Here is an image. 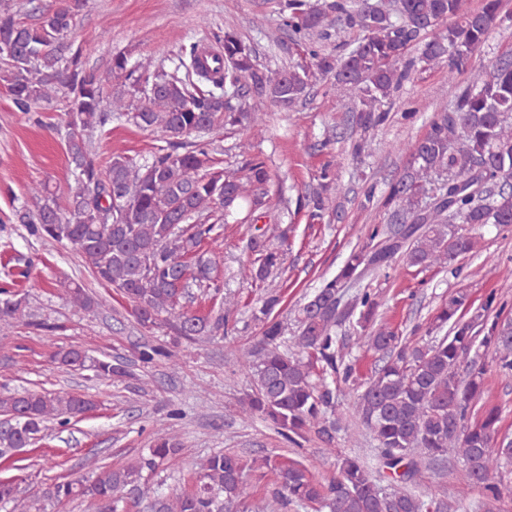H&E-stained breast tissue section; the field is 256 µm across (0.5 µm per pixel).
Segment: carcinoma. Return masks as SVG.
I'll use <instances>...</instances> for the list:
<instances>
[{
  "label": "carcinoma",
  "mask_w": 512,
  "mask_h": 512,
  "mask_svg": "<svg viewBox=\"0 0 512 512\" xmlns=\"http://www.w3.org/2000/svg\"><path fill=\"white\" fill-rule=\"evenodd\" d=\"M86 0H62L55 8L32 6L33 16L0 4V73L16 111L29 114L62 94L68 116L66 147L76 190L61 207L42 184L35 209L16 213L19 223L53 241L71 244L92 274L130 306L136 322L163 327L180 349L158 344L138 348L137 359L182 363L199 342L229 336L230 314L238 302L226 296L206 313L186 305L188 288L214 291L221 285L215 262L202 250L218 224L258 222L277 209L267 162L258 155L236 169L217 166V149L195 138L231 129L251 118L233 100L254 95L276 108L307 99L319 77L332 75L336 88L357 100L352 116L351 154L370 147V133L384 125V103L393 99L422 63H444L448 79L469 72L454 100L439 107L427 134L414 142L389 146L408 155L407 165L387 184L380 199L385 221L371 224L363 244L352 249L339 272L300 305L296 331L287 338L275 315L285 291L266 292L252 311L262 324L250 348L235 351L254 390L243 403V419L260 415L289 437L314 434L332 454L340 430L336 384L348 388L354 414L376 442L382 466L398 473L385 488L357 456L336 457V472L316 477L304 464L284 456L246 462L219 450L196 463V485L189 492L166 494L143 481L181 451L177 436L156 433L150 457L122 468H96L90 484L52 480L38 498L16 495L13 481L0 480V503L12 512H43L47 504L77 500L83 512H118L119 503L148 502L149 512H239L245 478L258 470L277 475L281 486L252 505L253 512H288V506L315 512H461L479 491L478 512H498L504 480L512 471V441L501 434L499 410L482 403L488 393L487 369L479 352L494 354L497 366L512 372V321L494 314L496 294H488L481 313L468 316V295L443 301L428 332L445 331L423 346L377 322L379 302L368 287L353 296L346 289L366 278L387 275L398 261L420 270L446 271L456 259L477 250L475 227L512 225V58L485 68L471 60L486 42L502 11V0H376L365 9L359 0H280V14L304 47L310 63L283 68L259 67L254 49L235 33L216 36L223 43L224 69L209 77L197 67V48L179 50L173 68L142 63L128 67L117 54L101 73L87 70L82 51L69 41L75 16ZM359 28L355 49L335 56L314 38L330 31ZM420 54L411 56L414 47ZM112 94H107V91ZM122 112L143 128L168 137V147L139 161L123 154L107 165L97 162L90 134ZM318 187L296 199V210L321 219L340 193L332 164L318 175ZM287 231L271 224L250 242L254 282L283 271ZM72 307L95 311L100 302L81 285L67 289ZM356 323L366 346L382 365L364 383L342 337ZM30 324L27 302L18 293L0 292V333ZM66 369L87 370L96 380L131 377L120 363L88 360L75 346L55 354ZM478 416H473L476 406ZM97 402L75 393L24 390L0 394V458L30 447L44 423L78 421ZM455 462L456 494L448 498L416 493L422 468Z\"/></svg>",
  "instance_id": "obj_1"
}]
</instances>
